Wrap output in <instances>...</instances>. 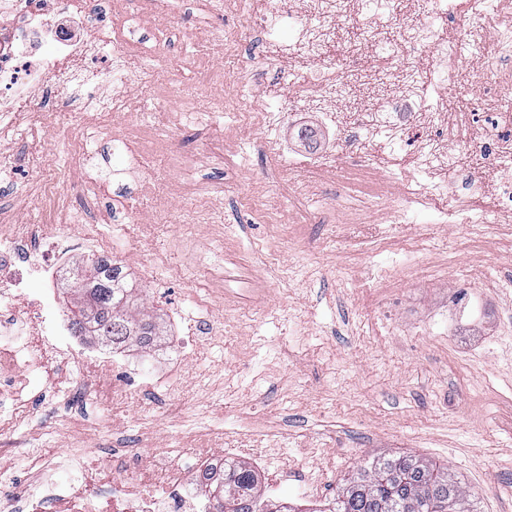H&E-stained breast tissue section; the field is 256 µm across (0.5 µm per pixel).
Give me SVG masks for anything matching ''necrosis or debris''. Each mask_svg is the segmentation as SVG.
<instances>
[{
  "label": "necrosis or debris",
  "mask_w": 512,
  "mask_h": 512,
  "mask_svg": "<svg viewBox=\"0 0 512 512\" xmlns=\"http://www.w3.org/2000/svg\"><path fill=\"white\" fill-rule=\"evenodd\" d=\"M366 0H265L258 16L259 28L267 41L274 42L282 31H290V50H299L314 40L320 31L316 18L344 12L361 14ZM470 7L484 17V27L476 29L465 52L477 64V81L494 80L498 94L478 102L476 111L448 113L446 126L435 121L433 105L427 104L423 91L411 80L393 87L379 81L375 87L374 109L350 114L341 119L337 113H325L328 123L337 126L348 150L358 149L365 131H384L392 143L403 141L408 127L420 131L418 162L429 174L456 166L459 156L450 154L448 141L465 139L484 168L496 174L493 189L494 213L498 223H512V0H471ZM14 17V43L0 45V110L14 111L27 101L31 90L56 80L59 89L83 87L88 109L111 110L124 99V90L132 80L128 67L130 45L120 35L101 36L90 42L69 36L64 30L45 22L42 11L26 9L21 0H0V15ZM413 45L432 49L438 65L431 81L434 92H442L448 82V43L434 25L416 23L411 27ZM110 52L108 81L110 99H102L98 89L86 88L80 63L88 56ZM438 184L408 189V208L434 224H449L461 219L465 224H483L487 215L470 205L432 210L433 199L442 197ZM37 228L21 225L0 232V430H8L22 419L34 415L33 394L45 387V369L57 363L64 351L54 339L69 330L65 321L53 313L55 280L65 264L60 241L45 243L42 249H29ZM144 364L127 367L113 363L111 370L102 364L84 362L78 366L76 391L81 400L110 409L113 415L124 413L138 394L133 377H151ZM245 437L228 440L217 450L207 444L195 449V464L178 465L169 449H155L151 463L132 476L109 475L98 482L84 469H77L75 492L63 500L59 512H199L203 497L200 478L205 468L223 472L238 462V451L250 447ZM111 494H103L104 486Z\"/></svg>",
  "instance_id": "1"
}]
</instances>
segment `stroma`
I'll use <instances>...</instances> for the list:
<instances>
[{"instance_id": "1", "label": "stroma", "mask_w": 512, "mask_h": 512, "mask_svg": "<svg viewBox=\"0 0 512 512\" xmlns=\"http://www.w3.org/2000/svg\"><path fill=\"white\" fill-rule=\"evenodd\" d=\"M262 4L226 0L218 12L205 0H68L62 14L48 5L51 21L105 13L136 44V78L109 112L84 115L59 101L47 128L9 113L0 153L17 166L0 173V225L40 223L42 174L58 171L72 199L62 220L70 261L90 254V240L107 241L146 311L167 319L203 303L202 351L180 354L164 340L150 354L159 381L181 391L178 415L148 402L115 418L73 402L70 381L44 389L35 420L0 434V479L56 497L68 489V473L54 468L67 451L80 449L89 471L107 470L117 437L134 462H148L156 446L184 464L198 438L217 447L232 434L259 440L262 481L271 487L288 474L313 496L333 497L366 462L411 452L448 463L477 512H512V224L399 223L417 169L413 129L398 150L361 148L384 196L345 193L349 158L318 121L321 112L364 105L306 98L317 67L289 59L287 42L261 41L252 19ZM329 24L336 36L320 53L334 62L331 83L341 84L354 63L373 74L368 47L390 30L400 50L395 69L429 84L431 54L411 46L405 17L386 28L343 14ZM234 33L243 36L242 67L227 79L222 58L204 48ZM161 57L173 85L157 72ZM448 68L456 78L443 97L467 111L478 98L469 59L449 56ZM233 96L279 102L284 119L239 126L224 107ZM122 138L129 151L118 149ZM268 139L283 157L266 153ZM302 151L317 152L323 171L289 170V157ZM480 170L472 165L464 190L459 170L450 171L447 206L465 199L492 209ZM355 211L382 237L351 236ZM263 247L277 252V265L264 263ZM399 257L420 276L392 272ZM468 272L482 275V317L454 336L432 321ZM35 457L51 479L29 467Z\"/></svg>"}]
</instances>
